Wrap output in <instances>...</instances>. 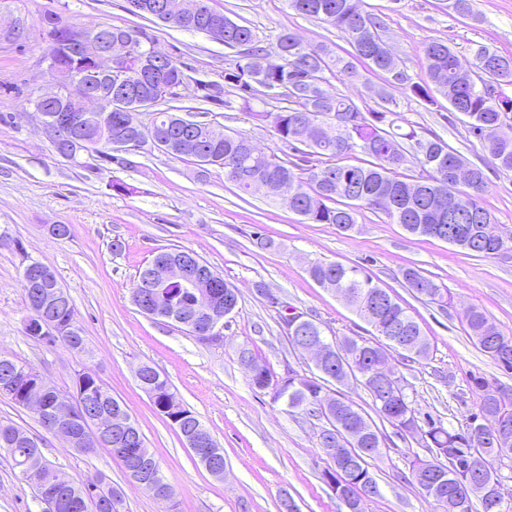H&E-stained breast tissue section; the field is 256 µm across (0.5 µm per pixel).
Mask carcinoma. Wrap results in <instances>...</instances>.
Masks as SVG:
<instances>
[{
  "mask_svg": "<svg viewBox=\"0 0 512 512\" xmlns=\"http://www.w3.org/2000/svg\"><path fill=\"white\" fill-rule=\"evenodd\" d=\"M288 6L303 16L315 18L334 26L352 48L345 56L334 55L325 45H311L288 31L276 36L269 49L256 45V37L250 27L231 21L223 16V22H232L224 28V45L236 50L241 58L262 54L270 60L266 79L271 88H283L285 92L276 98L279 111H256L254 118L272 119L279 139L298 154V160L288 161L258 150L251 137L239 131L216 128L198 122L192 140L182 139L179 128L180 115L171 110L156 111L160 133L170 143L173 151L184 153L191 159L202 153L208 167L218 166L239 189L248 194L265 191L263 184L274 180L288 189L292 196V210L304 219L316 224H332L341 231H350L357 224V215L363 208L383 211L390 220L402 225L408 232L428 235L429 198L436 194L453 196L461 205L452 209L451 222L445 223L447 231L454 234L459 247L475 255H496L512 248V238L504 240L479 228L481 224L496 223L495 216L480 203L488 182L484 169L469 164L464 156L451 149L438 135H425L410 128L406 133L395 130V111L386 107L390 95L383 88L371 89L372 98L379 100L378 109L364 114L355 101L331 83L335 78L344 80L355 72V62H363L370 69L395 73L399 84L411 93L430 101V92L438 91L448 99V111L465 117L468 131L479 141L488 163L500 171L512 172V138L501 141H484L482 128L499 120L501 111L512 110V96L502 91V86L512 85V55H502L485 45L473 51L474 68H462L455 51L444 40H432L424 46L426 60L425 79L414 82L400 67L383 35V22L375 14L361 6L363 0H286ZM44 20L51 40L49 49L60 64L71 71L81 65L75 58L79 31L61 24L56 13L45 14ZM209 23L204 14L169 20L168 26L198 32ZM243 64L237 63L235 71L224 76L241 91L238 98L242 108L252 110L251 100L258 90L242 76ZM200 90V98L208 103L230 107L224 98V86L219 83L193 80ZM359 152L366 156L360 164H349L346 159ZM416 162L420 175L414 177L400 173L408 163ZM468 165L472 178L463 185L448 182V168ZM310 277L321 287L334 290L348 289L357 305L368 299L370 292L378 289L371 275L359 266H347L339 262H317L308 269ZM402 282L420 298L434 300L443 297L442 287L414 266L400 270ZM56 330L65 337L62 345L77 346L83 331L74 321L73 304L56 310ZM378 319L388 336H420L419 324L399 302L386 298ZM469 335L488 356L512 370V334L496 332V338H488L485 323L488 317L478 307L465 313ZM41 324L34 310L23 324V335L41 342ZM19 373L16 390L28 395L43 393L49 404L61 393L47 384L40 372L30 364L10 361ZM91 377L82 370L76 372L75 400L89 397L98 407L112 409L115 398L104 386L89 384ZM490 384L483 379L474 380L479 395V409L497 415L499 405L485 395ZM414 407L405 390L392 398L387 409L376 413L402 432H407V409ZM429 439L425 447L429 453L442 448L448 458L462 465L468 455L478 450L469 439L468 429L451 432L440 421L429 419ZM9 449L13 467H34L41 471L47 487L65 503L57 512H82L79 503L89 487L102 490L108 497L102 512H119L113 499H122V493L97 474L77 484L61 470L55 468L42 454L40 441L26 430L12 424L0 423V450Z\"/></svg>",
  "mask_w": 512,
  "mask_h": 512,
  "instance_id": "carcinoma-1",
  "label": "carcinoma"
}]
</instances>
